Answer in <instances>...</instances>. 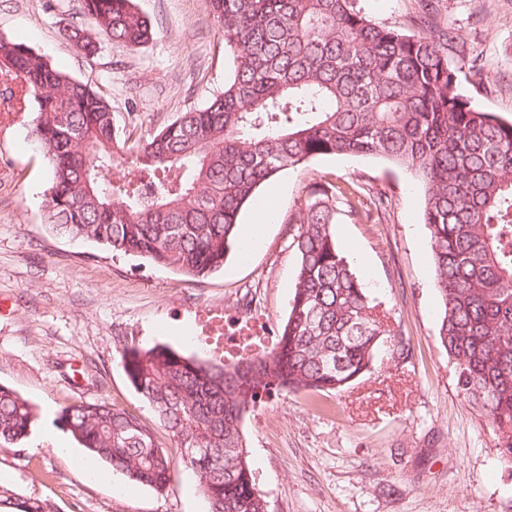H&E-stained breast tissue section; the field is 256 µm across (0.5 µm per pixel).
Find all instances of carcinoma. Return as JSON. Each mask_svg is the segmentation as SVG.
Segmentation results:
<instances>
[{
  "label": "carcinoma",
  "instance_id": "cac0c4a2",
  "mask_svg": "<svg viewBox=\"0 0 512 512\" xmlns=\"http://www.w3.org/2000/svg\"><path fill=\"white\" fill-rule=\"evenodd\" d=\"M97 34L138 49L152 26L134 0H83ZM232 54L224 90L146 138L122 135L112 105L23 43L0 41V77L36 106L31 133L52 171L47 222L72 239L204 277L245 250L240 215L258 188L315 157L386 159L419 176L439 295L438 336L462 393L512 458V120L461 90L487 80L478 57L425 12L419 32L373 22L358 0H208ZM65 37L87 54L99 42ZM371 209L355 185H315L294 213L298 267L287 320L268 350L218 364L168 345L126 346L125 374L197 478L208 512H268L242 434L272 392L339 391L397 336L336 238V200ZM35 407L0 385V443L29 435ZM58 420L87 456L155 490L171 455L137 416L77 401ZM0 512H55L0 485Z\"/></svg>",
  "mask_w": 512,
  "mask_h": 512
}]
</instances>
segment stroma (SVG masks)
<instances>
[{"instance_id": "stroma-1", "label": "stroma", "mask_w": 512, "mask_h": 512, "mask_svg": "<svg viewBox=\"0 0 512 512\" xmlns=\"http://www.w3.org/2000/svg\"><path fill=\"white\" fill-rule=\"evenodd\" d=\"M459 44L451 62L480 57L489 83L464 82L484 109L512 118V0H361L367 16L416 32L424 3ZM155 37L133 50L101 39L85 55L63 28L88 27L81 0H0V38L26 44L112 104L120 131L148 136L224 88L232 60L207 0H135ZM0 82V384L28 399L37 417L23 445L0 447V482L56 512H206L192 471L173 455L162 491L128 484L100 465L89 477L51 451L47 430L67 447L59 411L106 401L136 415L159 447L171 441L129 384L124 346L167 344L206 356L193 343L200 311L236 314L249 300L259 329L276 333L288 315L297 256L289 219L314 184L355 182L387 196L379 221L336 206V236L362 255L357 276L409 345L384 356L342 392L275 395L242 429L269 512H512V460L503 457L486 412L457 385L437 336L438 296L422 223L424 188L380 158L318 157L281 171L244 207L242 223L271 206L247 258L186 278L145 260L56 235L45 221L50 165L31 134L33 112L14 111Z\"/></svg>"}]
</instances>
